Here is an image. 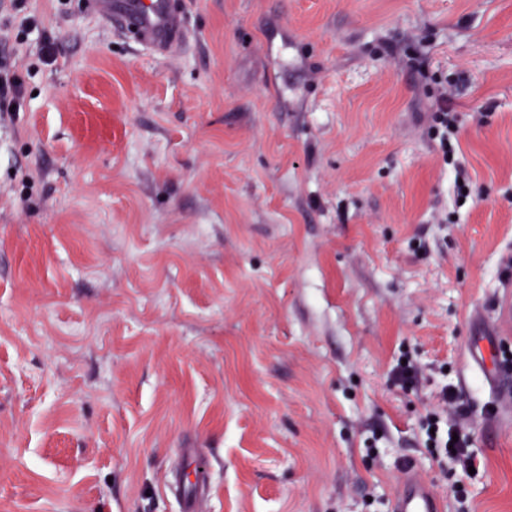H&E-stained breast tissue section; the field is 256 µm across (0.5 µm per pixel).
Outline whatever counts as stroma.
<instances>
[{
  "label": "stroma",
  "instance_id": "1",
  "mask_svg": "<svg viewBox=\"0 0 512 512\" xmlns=\"http://www.w3.org/2000/svg\"><path fill=\"white\" fill-rule=\"evenodd\" d=\"M179 2L161 56L84 0H0V512H181L176 468L198 512H389L408 466L457 512L445 386L469 512H512V404L488 423L468 362L512 281V0ZM0 101L2 105H7L6 112L15 115L23 107V91L20 84L13 76H10L7 63L0 65ZM422 78L431 86V103L427 112L428 133L438 146L442 162L454 172L455 186L461 196H468L463 189L470 186V176L466 169L455 161L458 147V113L448 99V77L441 73L420 71ZM443 402L446 405V408L441 411H431L429 412L424 420V429L427 436L428 444L431 448H433L434 452L444 458L453 460L458 468H460L464 473L469 474V467L473 466L475 471L480 467L481 461L477 458V456L469 452L467 449L468 437L466 434H463L461 430L457 429L455 433L458 436V440L453 442L451 432H448V403L453 407L455 415L464 419L467 417V409L463 403H461L456 396L449 395L448 389H446L443 393ZM444 414H446V431L444 429ZM435 428L434 434L430 433V430ZM453 445V449H455V453H452V449H449V446Z\"/></svg>",
  "mask_w": 512,
  "mask_h": 512
}]
</instances>
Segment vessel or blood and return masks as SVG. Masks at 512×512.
I'll use <instances>...</instances> for the list:
<instances>
[{"instance_id":"1","label":"vessel or blood","mask_w":512,"mask_h":512,"mask_svg":"<svg viewBox=\"0 0 512 512\" xmlns=\"http://www.w3.org/2000/svg\"><path fill=\"white\" fill-rule=\"evenodd\" d=\"M88 6L104 20L136 31L159 51L168 52L177 45L180 16L171 0H88ZM511 340L512 294L507 292L498 302L496 323L486 347L470 349L471 363L481 369L488 386L506 399L512 397V368L492 369L487 361ZM391 512H445V503L430 485L409 469L393 498Z\"/></svg>"}]
</instances>
